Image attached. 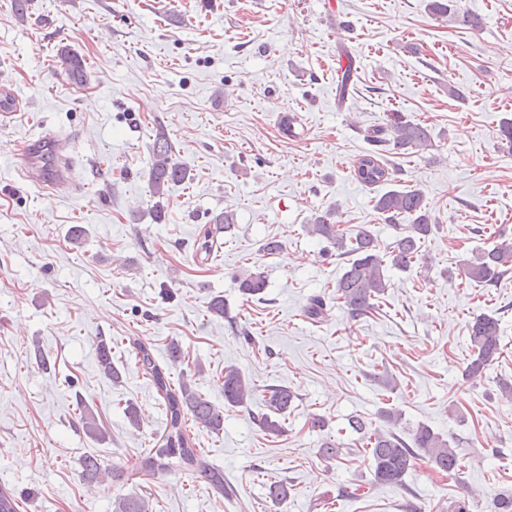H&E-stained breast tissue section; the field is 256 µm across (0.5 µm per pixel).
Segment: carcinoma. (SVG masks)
I'll use <instances>...</instances> for the list:
<instances>
[{
	"label": "carcinoma",
	"instance_id": "cac0c4a2",
	"mask_svg": "<svg viewBox=\"0 0 512 512\" xmlns=\"http://www.w3.org/2000/svg\"><path fill=\"white\" fill-rule=\"evenodd\" d=\"M55 68L63 73L69 82L82 86L87 81L83 58L74 50L63 46L59 49ZM387 126L390 130L374 131L372 142H387L382 133H390L393 146L398 149L417 148L424 150L430 146L428 129L411 122L399 112L389 115ZM380 153L373 151L358 159L353 168L354 179L365 186L394 181V175L379 159ZM187 177L185 164L173 158V147L166 133L158 131L150 149L149 182L155 217H164L166 211L164 196L169 185L183 182ZM375 211L390 224L403 220L408 224L407 234L400 237L392 250L381 253L377 241L364 229L344 234L332 221V212L316 216L309 225V233L317 235L336 245L340 254L348 257L342 275L336 282L337 299L354 316H363L376 308L389 288V279L384 274L386 268L405 271L418 260L419 243L433 231L431 215L426 206L423 192L418 188L390 189L375 202ZM233 227L231 218L224 216L215 226H203L196 239V256L207 261L221 249L218 239L221 231L229 232ZM512 271V242H502L478 253L463 268L464 277L474 283L490 286ZM266 280L260 273H251L240 282V290L248 296L264 292ZM469 336L474 347V355L467 364L465 376L469 379L482 376L485 370L500 355L499 320L488 315H478L469 324ZM136 364L141 367L163 399L166 413L165 433L155 445L139 457V469L151 475L162 473L172 466H182L192 470L215 492L227 495L224 487V471L209 465L190 435V425H195L210 433L224 430V408L214 404L190 385H174L170 372L155 359L151 349L145 344L133 341ZM96 358L100 374L112 381H119L121 374L112 363V342L100 338L96 344ZM224 403L229 406L244 404L255 392V386L234 366L224 367ZM265 399L268 412L262 414L259 424L262 430L272 436L284 433L280 417L288 411L295 393L287 386L271 385L266 389ZM85 433L96 439L106 438L105 431L97 424L90 412L80 416ZM349 428L366 441L372 460L374 482L377 484L400 485L411 469L413 461L425 454L440 470L453 473L459 464V452L450 447L447 441L429 426L420 425L413 430L411 441H406L392 431L370 428L360 416L348 421ZM82 472L90 484L104 481L106 472L102 470L98 458L86 455L81 461ZM114 512H153L149 499L140 496H119L114 502Z\"/></svg>",
	"mask_w": 512,
	"mask_h": 512
}]
</instances>
